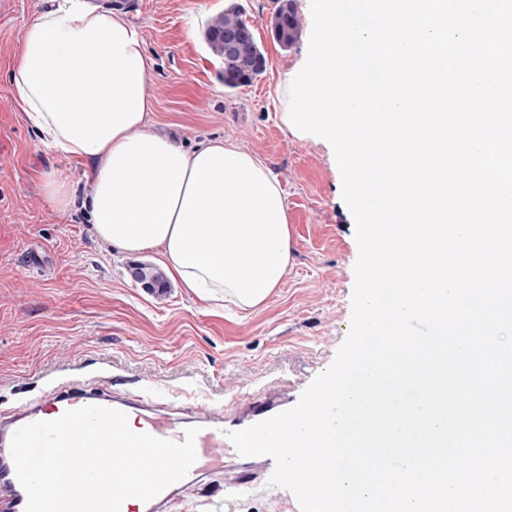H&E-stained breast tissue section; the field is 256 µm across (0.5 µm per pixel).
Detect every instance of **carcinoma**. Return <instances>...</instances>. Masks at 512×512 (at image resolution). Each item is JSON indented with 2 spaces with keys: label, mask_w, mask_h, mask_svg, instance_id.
<instances>
[{
  "label": "carcinoma",
  "mask_w": 512,
  "mask_h": 512,
  "mask_svg": "<svg viewBox=\"0 0 512 512\" xmlns=\"http://www.w3.org/2000/svg\"><path fill=\"white\" fill-rule=\"evenodd\" d=\"M246 27L240 10L231 8L213 17L204 32L205 43L221 62L218 77L228 90L252 83L265 71V65L259 62V57L263 56V53L258 42L254 41L250 45L244 43L233 54L225 51V39L236 36ZM270 29L274 38L285 47L293 45L300 37L302 22L294 0H281L270 19Z\"/></svg>",
  "instance_id": "obj_1"
}]
</instances>
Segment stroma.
Segmentation results:
<instances>
[{"label": "stroma", "mask_w": 512, "mask_h": 512, "mask_svg": "<svg viewBox=\"0 0 512 512\" xmlns=\"http://www.w3.org/2000/svg\"><path fill=\"white\" fill-rule=\"evenodd\" d=\"M84 2L141 29L156 134L189 149L230 140L264 162L286 199L292 262L263 304L234 315L172 281L161 292L133 282L129 267L158 266L157 253H120L81 212L52 207L46 174L81 184L86 168L44 147L12 96L8 72L24 30L52 0H0V411L41 399L59 379L173 403L169 417L182 425L206 408L232 418L243 401H299L346 337L359 255L332 146L281 120L279 87L308 55L311 0H295L305 35L288 49L266 28L280 0H237L267 63L234 90L218 79L221 63L201 36L224 0ZM274 469L240 486L222 463L182 500L207 498L205 512H301L290 491L270 486Z\"/></svg>", "instance_id": "stroma-1"}]
</instances>
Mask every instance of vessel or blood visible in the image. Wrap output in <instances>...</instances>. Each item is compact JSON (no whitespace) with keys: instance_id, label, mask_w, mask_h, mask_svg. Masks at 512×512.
<instances>
[{"instance_id":"obj_1","label":"vessel or blood","mask_w":512,"mask_h":512,"mask_svg":"<svg viewBox=\"0 0 512 512\" xmlns=\"http://www.w3.org/2000/svg\"><path fill=\"white\" fill-rule=\"evenodd\" d=\"M95 405L117 409L125 414L140 411V398L133 393L105 394L87 391L68 384L50 393L46 404H29L16 408L10 413H0V512H25L27 495L19 482L11 456V440L14 433L23 426L38 422L52 421L66 411ZM141 431L151 435L175 441H184V429L165 417L144 415L139 425ZM224 418L210 416L206 427L200 429L195 439L198 456L188 474L180 481L168 486L160 494L145 502L143 512H163L164 508L177 499L181 492L195 484L203 474L205 456L223 454L230 441L226 436Z\"/></svg>"}]
</instances>
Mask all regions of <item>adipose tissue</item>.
<instances>
[{
    "label": "adipose tissue",
    "instance_id": "adipose-tissue-1",
    "mask_svg": "<svg viewBox=\"0 0 512 512\" xmlns=\"http://www.w3.org/2000/svg\"><path fill=\"white\" fill-rule=\"evenodd\" d=\"M150 70L123 14L69 0L29 24L11 66L15 104L45 147L89 170L83 191L51 176L47 195L87 214L109 247L157 250L169 277L200 299L256 307L292 260L284 194L238 144L188 150L155 134Z\"/></svg>",
    "mask_w": 512,
    "mask_h": 512
}]
</instances>
